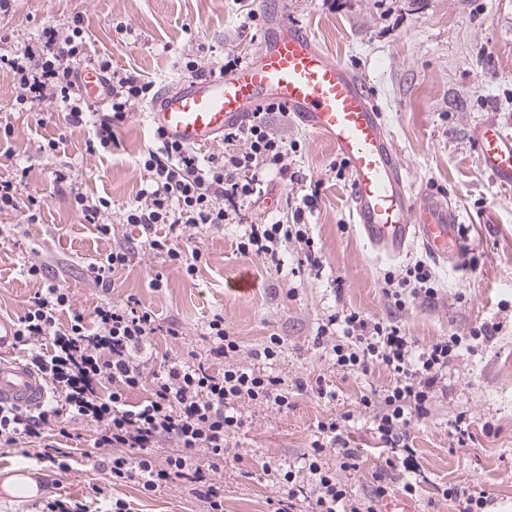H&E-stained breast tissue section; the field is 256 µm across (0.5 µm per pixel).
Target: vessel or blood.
<instances>
[{
	"label": "vessel or blood",
	"mask_w": 512,
	"mask_h": 512,
	"mask_svg": "<svg viewBox=\"0 0 512 512\" xmlns=\"http://www.w3.org/2000/svg\"><path fill=\"white\" fill-rule=\"evenodd\" d=\"M270 101L286 104L347 161L353 220L370 242L392 255L416 242L437 262L457 258V213L435 198L414 194L365 81L320 49L301 25H273L252 61L233 74L174 88L154 104L148 120L170 140L204 147ZM474 141L483 168L511 189L512 131L488 121L476 129ZM15 342V324L0 317V403L32 408L45 399L46 380L24 362L5 358Z\"/></svg>",
	"instance_id": "b4317fda"
}]
</instances>
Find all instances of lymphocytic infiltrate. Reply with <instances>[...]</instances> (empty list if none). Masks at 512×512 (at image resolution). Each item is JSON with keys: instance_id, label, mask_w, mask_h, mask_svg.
<instances>
[{"instance_id": "f902f5d3", "label": "lymphocytic infiltrate", "mask_w": 512, "mask_h": 512, "mask_svg": "<svg viewBox=\"0 0 512 512\" xmlns=\"http://www.w3.org/2000/svg\"><path fill=\"white\" fill-rule=\"evenodd\" d=\"M0 64L13 74L18 104L47 103L65 110L72 124L92 125L93 136L86 143L91 156L115 146L114 125L157 97L154 81L132 68L113 69L111 58L91 53L86 23L79 15L68 25L45 27L39 45H24L10 57L1 54ZM87 64L103 82L104 96L94 103L75 90ZM275 112L289 114L286 105L271 102L252 112L246 123L225 128L224 142L231 145V152L205 159L155 130V146L142 159L143 186L122 218L123 223L140 227L142 251L194 276L199 250H181L157 235L156 225L220 229L233 221L230 207L261 196L274 177L298 181V172L288 164L296 146L274 132L268 121ZM287 204L293 210L292 223L248 225L238 250L276 266L282 246L295 242L305 263L321 270L309 235L312 195L288 198ZM384 280V294L398 309L404 308L407 291L426 303L438 297L433 273L420 261L406 268L404 275L387 272ZM16 325L17 339L46 378L49 395L37 408L0 404V447L34 449L36 458L56 464L63 472L70 470L72 454L54 448L47 431L57 428L65 438L69 432L62 419L81 420L89 426L93 446L113 483H137L145 494L176 485L203 499L208 512H224V491L217 476L224 469L229 438L245 424L241 406L283 410L289 405L282 377L240 363L241 346L220 313L205 325V347L165 356L155 372L149 369L153 358L148 353L157 331L154 313L142 308L134 296L102 303L88 319L73 310L69 290L50 281L36 292ZM491 333V327L484 325L466 336L439 339L419 353L400 325L355 310L334 312L319 326L316 342L337 368L365 375L378 364L392 375L390 389L370 390L360 404L371 412L373 431L389 451L387 467L408 474L407 491H415L410 476L419 470L411 425L427 414L448 363L460 352L474 353L479 341ZM216 361L223 362V370L213 371ZM146 381L151 384L149 395L130 401V393ZM350 419L346 413L341 419L319 422L300 471H272L270 481L307 487L312 512H378L385 486L356 500L337 476L338 471L358 467L343 436L342 425ZM162 448L167 451L163 457L158 454ZM329 448L337 453L338 468L324 462Z\"/></svg>"}]
</instances>
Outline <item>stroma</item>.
Returning a JSON list of instances; mask_svg holds the SVG:
<instances>
[{
  "label": "stroma",
  "instance_id": "obj_1",
  "mask_svg": "<svg viewBox=\"0 0 512 512\" xmlns=\"http://www.w3.org/2000/svg\"><path fill=\"white\" fill-rule=\"evenodd\" d=\"M264 19L279 18L306 27L318 45L348 70L365 79L382 109L404 158L415 193L448 201L461 215L460 237L466 253L458 263L432 270L438 299L427 304L406 297L404 309L390 305L383 292L387 271H402L427 255L414 244L391 256L371 245L351 214V177L335 173V148L296 118L274 117L273 126L298 143L292 170L302 183L274 180L266 194L241 202L233 223L223 229L199 228L179 246L199 249L202 260L188 279L163 258L133 245L137 227L119 217L142 187L138 157L153 146L146 111L131 114L115 127L118 147L91 156L90 127L69 125L64 112L48 105L19 109L12 77L0 68V116L15 132L0 144V178L27 168L26 193L40 199L36 223L24 210L0 212V314L17 317L40 283L24 272L28 260L41 261L47 279L59 281L73 297V307L92 316L97 305L135 296L154 312L160 326L152 338L156 358L201 347L212 313L237 336L241 361L252 365V350L270 334L284 340L273 371L283 377L290 406L243 407L244 428L230 438L222 475L224 512H270V504L288 498V486L269 483L264 468L298 470L319 422L351 412L344 436L360 468L342 473L347 490L370 496L376 474H384L391 499L411 512H461L445 488L486 493L489 506L512 503V192L502 191L478 160L475 127L497 120L512 130V0H255ZM88 26L90 46L110 56L118 68H132L156 81L158 91L191 82L177 71L178 56L209 47L204 63L221 65L225 53L254 54L258 47L242 31L243 14L233 0H14L0 13V33L36 42L46 26H62L75 15ZM126 21L133 38H117L113 24ZM58 147L41 153L49 140ZM70 168L84 193L112 202L117 222L110 236L100 235L73 206L67 188L56 184L55 169ZM315 193L310 234L322 257L321 276L301 266L298 248L281 252L280 266L264 263L237 248L245 225L287 220L288 196ZM131 248L128 265L113 277L110 292L95 286L87 271L92 259L117 247ZM255 282L250 294L234 291L241 273ZM163 274L166 284L150 281ZM352 308L384 322H397L423 349L436 340L465 336L481 324L500 329L474 354L455 358L444 370L428 414L410 428L423 480L414 495L402 490L396 473H384L386 454L360 406L370 389H384L389 374L374 368L368 375L336 370L314 341L322 319ZM178 327L179 337L169 336ZM322 379L335 400L311 391ZM465 414L470 437L458 446L452 423ZM75 452L72 469L26 457L21 449L0 447V477L27 473L41 489L36 499L19 500L0 491V512H34L36 503L57 495L121 499L131 512H207V504L186 491L167 486L143 494L133 483L112 484L91 448L85 422L70 421Z\"/></svg>",
  "mask_w": 512,
  "mask_h": 512
}]
</instances>
